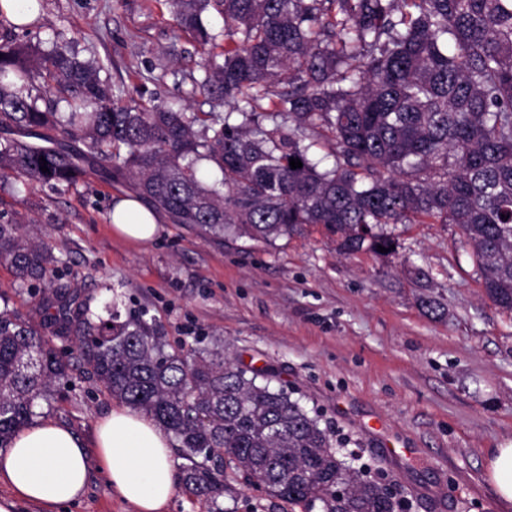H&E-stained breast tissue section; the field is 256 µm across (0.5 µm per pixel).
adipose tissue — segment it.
<instances>
[{
  "label": "adipose tissue",
  "mask_w": 512,
  "mask_h": 512,
  "mask_svg": "<svg viewBox=\"0 0 512 512\" xmlns=\"http://www.w3.org/2000/svg\"><path fill=\"white\" fill-rule=\"evenodd\" d=\"M110 217L113 232L134 242L152 239L162 222L160 214L129 195L114 199ZM94 443L113 494L136 512H165L176 489L166 430L143 412L119 403L98 421ZM88 469L81 438L53 421L34 420L8 448L0 449V483L8 489L0 495V512H20L32 505L54 512L84 494Z\"/></svg>",
  "instance_id": "adipose-tissue-1"
}]
</instances>
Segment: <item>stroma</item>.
<instances>
[{
	"label": "stroma",
	"mask_w": 512,
	"mask_h": 512,
	"mask_svg": "<svg viewBox=\"0 0 512 512\" xmlns=\"http://www.w3.org/2000/svg\"><path fill=\"white\" fill-rule=\"evenodd\" d=\"M41 23L74 40L80 57L102 61L112 83L135 94L148 69L169 73L150 91L170 97L197 70L196 58L163 60L186 43L160 0H42ZM122 187L86 175L53 190L31 183L0 190V218L52 247L66 268L56 287L71 299L121 295L122 317L145 311L171 345L198 337L285 388L321 427L344 435L360 462L387 471L411 512H506L488 481L490 451L512 440V314L485 295L471 251L453 224H394L393 252L345 254L323 225L269 244L207 242L163 222L153 242L112 233ZM0 296L18 317L52 332L64 314L36 306L9 267ZM73 386L45 419L92 440L115 404L75 363ZM225 512H300L227 474ZM64 512H135L92 473L83 498Z\"/></svg>",
	"instance_id": "35a3bbf8"
}]
</instances>
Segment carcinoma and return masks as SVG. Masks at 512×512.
<instances>
[{"mask_svg":"<svg viewBox=\"0 0 512 512\" xmlns=\"http://www.w3.org/2000/svg\"><path fill=\"white\" fill-rule=\"evenodd\" d=\"M163 2L191 36L168 54L199 57L192 94L209 111L126 99L100 60L10 22L0 27V185L68 186L91 168L206 240L269 243L321 224L349 254L391 248L390 224H455L487 297L512 314V0ZM320 131L333 141L330 168L310 156ZM59 263L0 220V265L40 305L66 306L62 292L41 294ZM73 325L76 345L56 347L0 308V448L51 406L77 359L171 434L179 485L214 512L229 470L301 512L408 507L218 343L174 347L143 318L121 319L112 299L84 302Z\"/></svg>","mask_w":512,"mask_h":512,"instance_id":"obj_1","label":"carcinoma"}]
</instances>
